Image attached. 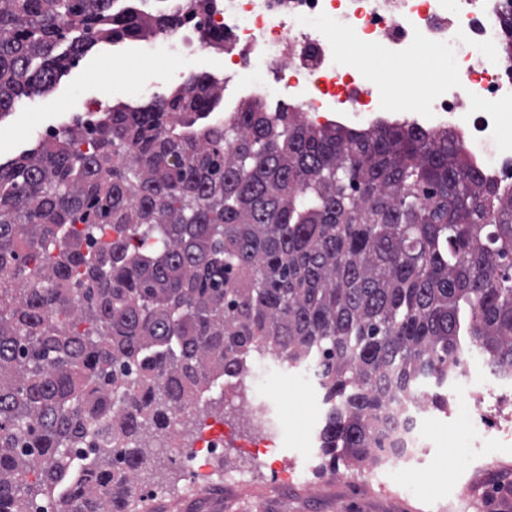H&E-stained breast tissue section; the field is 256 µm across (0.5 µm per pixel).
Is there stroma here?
Wrapping results in <instances>:
<instances>
[{"instance_id": "obj_1", "label": "stroma", "mask_w": 512, "mask_h": 512, "mask_svg": "<svg viewBox=\"0 0 512 512\" xmlns=\"http://www.w3.org/2000/svg\"><path fill=\"white\" fill-rule=\"evenodd\" d=\"M141 47L138 40L97 44L70 67L49 99L18 100L10 115L0 119V160L9 161L37 147L45 130L72 122L82 115L88 100L147 105L150 98L141 73L150 62L141 55ZM224 396L226 405H198L180 428L177 442L183 452H192L199 428L213 417H223L229 434L224 439L220 469L227 474L247 473L248 487L241 493L218 488L188 495L183 469L169 452L156 450L138 477V489L147 494L143 512H448L437 480H428L418 495L414 488L419 482L413 474L402 471L393 480L371 482L366 466L346 461L339 462L336 473L317 469L309 473L307 484L283 487L275 481L270 466L244 452L263 438L262 430L248 418V393L228 388ZM274 403L277 409H290V418L298 427L297 432L281 435L278 463L289 465L310 447L307 436L318 428L323 415L321 400L302 388L288 397L275 398ZM469 414L466 400L452 399L445 411H432L427 420V445L440 469H448L450 460L466 462L471 458L472 436L461 426ZM468 479L471 495L478 502L477 512H512V462L491 473L469 472Z\"/></svg>"}]
</instances>
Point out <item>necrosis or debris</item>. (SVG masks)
Here are the masks:
<instances>
[{
    "instance_id": "necrosis-or-debris-1",
    "label": "necrosis or debris",
    "mask_w": 512,
    "mask_h": 512,
    "mask_svg": "<svg viewBox=\"0 0 512 512\" xmlns=\"http://www.w3.org/2000/svg\"><path fill=\"white\" fill-rule=\"evenodd\" d=\"M506 0H219L212 21L224 29V116L242 103L288 99L308 120L342 116L347 123L377 112L406 109L429 127L453 130L471 161L501 183L512 182V152L495 157L503 129L512 124V74L485 50L503 39ZM343 28L351 42L379 57L404 59L464 37L457 75L436 70L433 93L406 105L402 80L376 82L371 71L344 55L332 35ZM430 405L391 403L390 439L401 456L384 455L386 468L423 470L414 449L425 434ZM187 463L195 492L213 484L224 447L223 431L200 433Z\"/></svg>"
}]
</instances>
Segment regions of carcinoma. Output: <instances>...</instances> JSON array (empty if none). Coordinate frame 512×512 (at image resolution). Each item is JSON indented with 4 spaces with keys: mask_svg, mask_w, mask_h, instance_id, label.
I'll use <instances>...</instances> for the list:
<instances>
[{
    "mask_svg": "<svg viewBox=\"0 0 512 512\" xmlns=\"http://www.w3.org/2000/svg\"><path fill=\"white\" fill-rule=\"evenodd\" d=\"M130 0H0V118L99 42L171 30ZM502 55L512 62V12ZM202 73L0 163V512H133L152 431L254 353L311 366L322 455L362 463L387 405L476 347L512 375V192L446 129L306 122ZM35 475V481L27 479Z\"/></svg>",
    "mask_w": 512,
    "mask_h": 512,
    "instance_id": "cac0c4a2",
    "label": "carcinoma"
}]
</instances>
